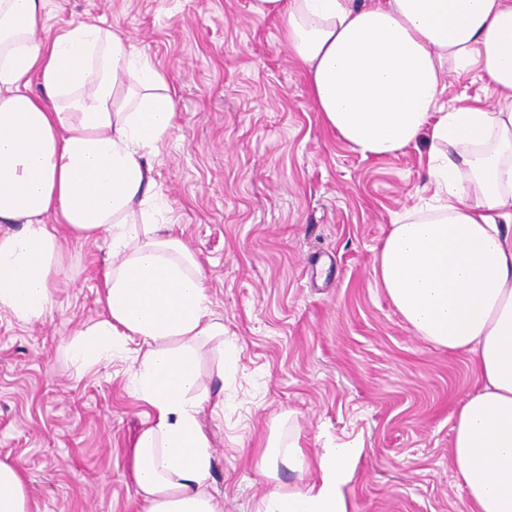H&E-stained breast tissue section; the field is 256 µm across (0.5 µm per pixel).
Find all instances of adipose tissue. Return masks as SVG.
I'll return each instance as SVG.
<instances>
[{"instance_id": "adipose-tissue-1", "label": "adipose tissue", "mask_w": 512, "mask_h": 512, "mask_svg": "<svg viewBox=\"0 0 512 512\" xmlns=\"http://www.w3.org/2000/svg\"><path fill=\"white\" fill-rule=\"evenodd\" d=\"M49 0H0V310L32 321L53 307L57 224L111 243L102 319L77 333L80 364L138 342L134 395L153 410L135 471L145 512H216L213 466L194 396L195 341L223 335L195 256L155 221L148 155L173 126L162 73L127 36L69 22L37 41ZM280 20L323 123L365 158L427 137L433 195L424 217L393 224L373 275L409 326L468 355L478 388L453 414L454 476L471 512H512V0H253ZM478 73L490 103L447 110V74ZM44 93L33 94L32 80ZM132 93L118 100L119 88ZM479 204H472V197ZM190 337L189 346L165 347ZM364 452L357 444L306 459L268 443L260 461L317 470L275 489L256 512H349ZM0 512H38L21 470L0 461Z\"/></svg>"}]
</instances>
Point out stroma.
Wrapping results in <instances>:
<instances>
[{
	"mask_svg": "<svg viewBox=\"0 0 512 512\" xmlns=\"http://www.w3.org/2000/svg\"><path fill=\"white\" fill-rule=\"evenodd\" d=\"M251 2L50 0L47 20L129 36L175 94L174 126L148 161L224 325L198 344L217 512H256L271 489L317 481L312 469L260 471L273 435L309 456L361 442L350 512H470L450 439L457 401L477 387L472 365L418 336L373 277L393 221L431 195L429 141L387 158L352 152L316 112L279 22ZM60 236L52 310L30 322L0 310V461L25 474L40 512H143L138 347L83 368L69 351L104 315L110 241ZM226 343L239 359L224 370Z\"/></svg>",
	"mask_w": 512,
	"mask_h": 512,
	"instance_id": "stroma-1",
	"label": "stroma"
}]
</instances>
